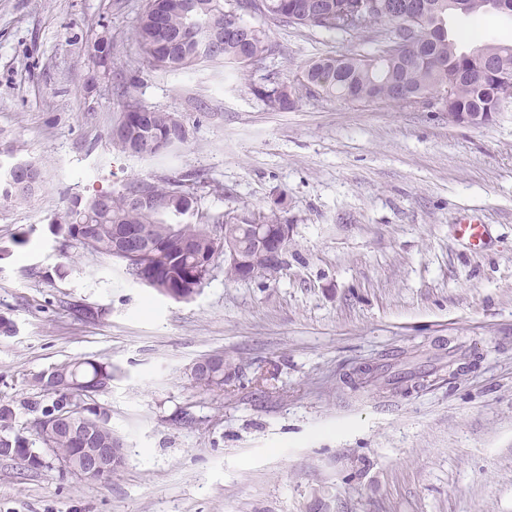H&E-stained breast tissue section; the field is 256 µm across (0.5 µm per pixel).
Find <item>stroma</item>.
I'll use <instances>...</instances> for the list:
<instances>
[{"label": "stroma", "mask_w": 512, "mask_h": 512, "mask_svg": "<svg viewBox=\"0 0 512 512\" xmlns=\"http://www.w3.org/2000/svg\"><path fill=\"white\" fill-rule=\"evenodd\" d=\"M145 4L0 0V166L27 159L46 177L0 208V404L29 435L27 402H52L33 375L111 362V389L90 403L125 453L95 479L0 459V512H512V112L464 126L318 93L272 112L254 87L374 42L274 26L250 77L169 73L135 42ZM448 27L465 50L512 41L507 16ZM98 36L107 71L87 53ZM127 94L180 113L179 157L114 150ZM188 170L217 230L282 199L286 271L230 280L219 259L177 302L61 249L52 222L68 198ZM470 220L487 227L478 251L455 234ZM209 354L241 369L224 390L189 379Z\"/></svg>", "instance_id": "1"}]
</instances>
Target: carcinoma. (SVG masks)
I'll return each mask as SVG.
<instances>
[{"mask_svg": "<svg viewBox=\"0 0 512 512\" xmlns=\"http://www.w3.org/2000/svg\"><path fill=\"white\" fill-rule=\"evenodd\" d=\"M394 0H378L367 9L365 0H147L135 29V40L145 58L166 72H179L200 63L220 64L245 74L246 61H264L270 51L268 29L247 23L243 16L256 14L263 22L277 26H305L347 35L374 33L399 37L403 27L412 29L418 40L407 54L377 57L368 67L364 54H343L313 60L293 78L271 86L253 87L273 112L294 109L303 92L316 89L327 97L374 101L383 98L400 106L415 94L440 93L454 87L449 111L470 112L487 122L505 104L512 106V78L501 81L483 75L476 55L494 58L499 70L512 74V45L481 44L468 51L459 47L448 31V16L463 15L475 21L495 12L490 0H420L413 15H399ZM364 16L356 28L353 19ZM224 29L220 46L207 47L210 30ZM88 53L96 62L112 59V43L93 41ZM189 131L176 112L149 109L127 99L122 118L112 128V145L120 153L142 158L166 155L188 141ZM199 178L187 172L162 184L131 180L117 192H101L91 197L74 196L53 222L55 233L64 242L74 243L87 252L109 259L134 282L162 295L182 297L196 294L205 284L215 260L224 256L228 241L217 237L206 216L196 209V198L184 189V182ZM43 186L28 190L0 173V205L29 201ZM140 234L141 252L132 255L117 238L126 228ZM288 248L281 250L277 265L266 256L256 266L254 278L262 279L286 265ZM222 373L214 379L191 376L195 387L222 390ZM32 385L54 396L51 404H27L41 412L33 425V440L14 432L15 412L11 405H0V448H24L39 454L51 449L57 460L77 463L82 448H113L124 459L123 444L112 438L107 414L95 407L84 415L68 416L69 399L76 394L98 395L112 388V363L75 359L57 364L36 375ZM42 447H37L36 443Z\"/></svg>", "mask_w": 512, "mask_h": 512, "instance_id": "carcinoma-1", "label": "carcinoma"}]
</instances>
